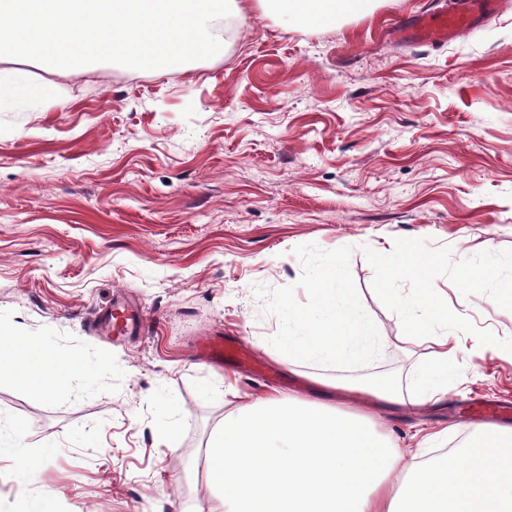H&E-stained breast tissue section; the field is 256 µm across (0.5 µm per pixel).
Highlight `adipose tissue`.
<instances>
[{"mask_svg":"<svg viewBox=\"0 0 512 512\" xmlns=\"http://www.w3.org/2000/svg\"><path fill=\"white\" fill-rule=\"evenodd\" d=\"M49 89L22 71L0 70V107L43 103ZM390 277L412 272L422 285L419 304L426 316L409 315L405 341L435 345L432 367L448 366L449 336L437 335L448 307L434 283L441 258L402 248ZM312 302L294 310L293 333L282 337L289 363L307 359L352 363L372 348V329L357 310L352 292L315 280ZM17 383L44 392L77 379L80 359L57 352L0 326V359ZM315 384L362 403L351 412L275 393L238 405L225 414L206 443L208 512H512V427L475 428L460 448L431 455L439 433L416 447L392 446L378 429L373 408L403 399L386 384L352 385L323 377Z\"/></svg>","mask_w":512,"mask_h":512,"instance_id":"adipose-tissue-1","label":"adipose tissue"}]
</instances>
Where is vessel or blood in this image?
I'll use <instances>...</instances> for the list:
<instances>
[{
  "mask_svg": "<svg viewBox=\"0 0 512 512\" xmlns=\"http://www.w3.org/2000/svg\"><path fill=\"white\" fill-rule=\"evenodd\" d=\"M512 7V0H457L453 8H441L412 16L394 27L395 37L409 45H446L463 30ZM114 335L123 336L140 328V314L126 305L113 304L106 315ZM204 360L221 364L238 363L247 356L235 341L221 338L207 342L202 348Z\"/></svg>",
  "mask_w": 512,
  "mask_h": 512,
  "instance_id": "b4317fda",
  "label": "vessel or blood"
}]
</instances>
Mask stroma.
<instances>
[{"label": "stroma", "mask_w": 512, "mask_h": 512, "mask_svg": "<svg viewBox=\"0 0 512 512\" xmlns=\"http://www.w3.org/2000/svg\"><path fill=\"white\" fill-rule=\"evenodd\" d=\"M445 2L380 0L312 30L253 13L217 55L163 75L0 60L57 97L0 110V325L85 364L50 395L0 378V443L39 459L26 477L0 458V512H203L206 441L239 397H316L314 376L382 369L402 397L427 391L433 347L402 339L420 285L384 269L409 240L442 257L435 331L456 349L444 402L382 407L392 444L441 429L461 443L484 403L512 426V305L495 300L512 285V12L445 46L391 39ZM341 254L334 285L374 350L289 364V309ZM464 259L482 286L460 287ZM125 293L143 326L115 341L97 316ZM208 336L241 341L251 364L200 360Z\"/></svg>", "instance_id": "35a3bbf8"}]
</instances>
